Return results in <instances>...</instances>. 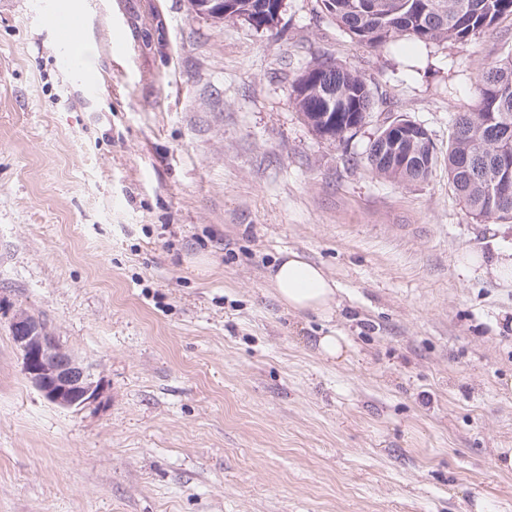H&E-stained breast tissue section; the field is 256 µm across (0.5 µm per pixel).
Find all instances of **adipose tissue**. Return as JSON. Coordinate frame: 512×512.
Returning <instances> with one entry per match:
<instances>
[{
  "label": "adipose tissue",
  "instance_id": "1",
  "mask_svg": "<svg viewBox=\"0 0 512 512\" xmlns=\"http://www.w3.org/2000/svg\"><path fill=\"white\" fill-rule=\"evenodd\" d=\"M267 279L276 298L289 312L312 313L327 319L335 310L336 282L321 266L299 252H282Z\"/></svg>",
  "mask_w": 512,
  "mask_h": 512
}]
</instances>
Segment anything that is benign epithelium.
I'll use <instances>...</instances> for the list:
<instances>
[{
	"label": "benign epithelium",
	"instance_id": "obj_1",
	"mask_svg": "<svg viewBox=\"0 0 512 512\" xmlns=\"http://www.w3.org/2000/svg\"><path fill=\"white\" fill-rule=\"evenodd\" d=\"M11 334L26 356L27 377L47 401L63 408H82L98 398L100 380L58 344L46 324L20 313L11 323Z\"/></svg>",
	"mask_w": 512,
	"mask_h": 512
}]
</instances>
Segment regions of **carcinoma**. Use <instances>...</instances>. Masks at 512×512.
Instances as JSON below:
<instances>
[{
	"label": "carcinoma",
	"mask_w": 512,
	"mask_h": 512,
	"mask_svg": "<svg viewBox=\"0 0 512 512\" xmlns=\"http://www.w3.org/2000/svg\"><path fill=\"white\" fill-rule=\"evenodd\" d=\"M236 10L226 19H243L257 30H270L278 0H233ZM325 10L354 38L370 45L395 42L404 36L428 45L468 42L497 21L512 17V0H321ZM478 104L459 112L445 156L435 144L415 141L414 148L431 156V170L407 173L402 163L374 160L372 173L400 182L426 181L439 164L448 167V181L476 220L495 215L512 220V187L490 189L487 175L500 173L512 148V54L482 69L476 87ZM289 98L321 137L342 141L363 127L373 107L366 82L333 61L314 62L291 84Z\"/></svg>",
	"instance_id": "carcinoma-1"
}]
</instances>
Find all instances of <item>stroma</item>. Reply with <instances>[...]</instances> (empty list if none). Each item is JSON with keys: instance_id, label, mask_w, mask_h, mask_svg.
Masks as SVG:
<instances>
[{"instance_id": "obj_1", "label": "stroma", "mask_w": 512, "mask_h": 512, "mask_svg": "<svg viewBox=\"0 0 512 512\" xmlns=\"http://www.w3.org/2000/svg\"><path fill=\"white\" fill-rule=\"evenodd\" d=\"M42 3L0 0V512H512V287L457 267L512 250V222L473 219L447 169L405 184L361 161L398 116L446 151L512 18L373 48L320 0L269 32L93 0L90 98ZM322 58L376 101L341 142L289 100ZM288 249L336 281L331 319L277 301ZM21 311L101 380L95 403L30 383ZM317 348L319 352L331 360H339L344 355V339L339 336L335 331H331L325 335L319 336L317 341Z\"/></svg>"}]
</instances>
